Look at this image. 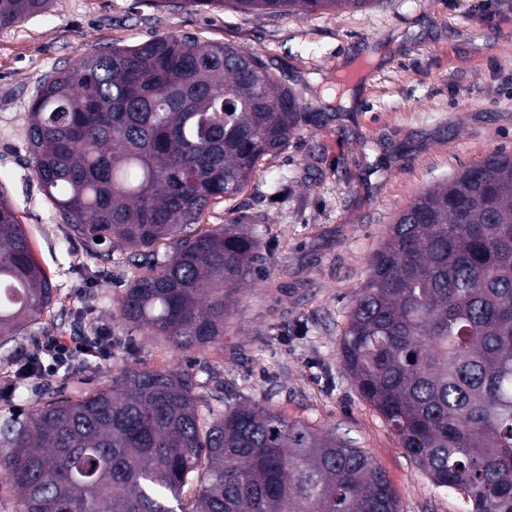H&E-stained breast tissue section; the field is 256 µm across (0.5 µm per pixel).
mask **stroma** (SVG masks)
<instances>
[{"mask_svg":"<svg viewBox=\"0 0 512 512\" xmlns=\"http://www.w3.org/2000/svg\"><path fill=\"white\" fill-rule=\"evenodd\" d=\"M189 32L259 53L306 103L309 119L244 190L218 200L203 228L233 216L257 225L262 258L236 292L224 339L195 354L113 317L132 276L122 250L102 275L31 169L26 130L40 81L77 54ZM512 153V0H371L339 13L279 17L232 9L156 8L153 0H55L0 28V186L56 288L53 304L0 347V419H25L55 392L108 386L123 367L191 368L204 389L353 441L386 473L397 512H466L437 486L358 393L339 340L369 261L396 214L434 183L493 152ZM112 334L109 361L22 378L48 336Z\"/></svg>","mask_w":512,"mask_h":512,"instance_id":"35a3bbf8","label":"stroma"}]
</instances>
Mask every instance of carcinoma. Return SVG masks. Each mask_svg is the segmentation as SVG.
I'll list each match as a JSON object with an SVG mask.
<instances>
[{"label": "carcinoma", "mask_w": 512, "mask_h": 512, "mask_svg": "<svg viewBox=\"0 0 512 512\" xmlns=\"http://www.w3.org/2000/svg\"><path fill=\"white\" fill-rule=\"evenodd\" d=\"M370 0H185L298 15ZM53 0H0V27ZM305 119L256 52L182 32L77 54L29 109L32 170L72 235L132 278L115 315L181 353L224 339L261 234L202 230ZM101 241H95V238ZM169 253L158 259L156 244ZM0 190V340L54 299ZM358 393L469 512H512V154L418 194L390 225L340 337ZM16 512H396L385 472L331 432L199 391L187 370L125 367L112 385L0 423Z\"/></svg>", "instance_id": "cac0c4a2"}]
</instances>
